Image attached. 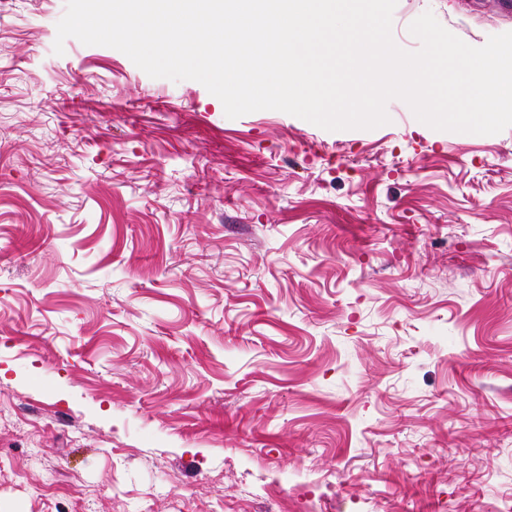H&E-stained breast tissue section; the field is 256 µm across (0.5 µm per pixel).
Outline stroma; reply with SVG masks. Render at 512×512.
Here are the masks:
<instances>
[{
  "mask_svg": "<svg viewBox=\"0 0 512 512\" xmlns=\"http://www.w3.org/2000/svg\"><path fill=\"white\" fill-rule=\"evenodd\" d=\"M64 12L0 10V512H512V127L230 119Z\"/></svg>",
  "mask_w": 512,
  "mask_h": 512,
  "instance_id": "obj_1",
  "label": "stroma"
}]
</instances>
